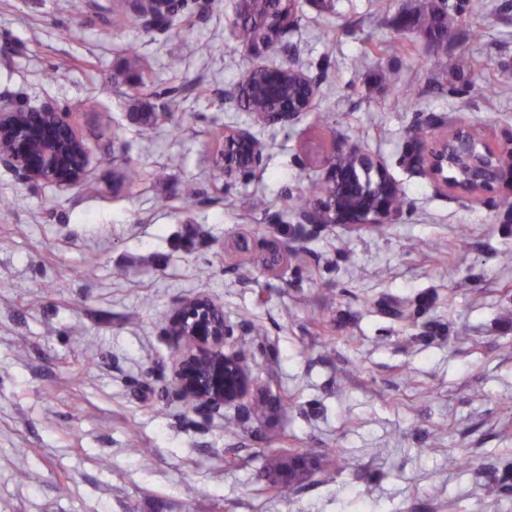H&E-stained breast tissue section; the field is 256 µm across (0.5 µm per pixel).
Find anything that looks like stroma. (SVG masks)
<instances>
[{"label": "stroma", "instance_id": "1", "mask_svg": "<svg viewBox=\"0 0 512 512\" xmlns=\"http://www.w3.org/2000/svg\"><path fill=\"white\" fill-rule=\"evenodd\" d=\"M332 2L308 0L255 54L228 37L235 0H188L189 42L116 0H0V100H54L92 159L65 191L0 167V512H512V220L499 196L465 205L406 165L408 131L430 113L512 137V0H469L439 44L399 23L435 0ZM394 39L408 52H380ZM132 51L151 65L135 100ZM463 53L474 73L436 84L431 57ZM259 64L312 78L310 111H245L239 81ZM391 67L410 99L381 82ZM138 105L158 120L142 124ZM228 128L262 142L253 177L216 168ZM335 143L380 155L399 220L325 227L267 268L265 241L297 226L291 192ZM130 165L143 181L113 188ZM199 293L223 305L233 351L263 381L254 402L283 401L275 416L173 397L165 328ZM274 448L336 464L281 501L261 476Z\"/></svg>", "mask_w": 512, "mask_h": 512}]
</instances>
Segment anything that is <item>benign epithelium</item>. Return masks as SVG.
I'll return each instance as SVG.
<instances>
[{"instance_id":"1","label":"benign epithelium","mask_w":512,"mask_h":512,"mask_svg":"<svg viewBox=\"0 0 512 512\" xmlns=\"http://www.w3.org/2000/svg\"><path fill=\"white\" fill-rule=\"evenodd\" d=\"M143 25L153 28L181 0H125ZM262 101L259 112L273 123L286 122L307 112L316 96L311 79L296 69L261 66ZM428 134L414 138L411 167L437 189L469 205L483 201L491 191L502 193L512 216V138L490 141L470 123L453 116L428 114ZM0 166L22 181L52 185L62 190L81 186L87 177L88 152L84 139L68 114L48 99L37 108H21L0 101ZM263 151L255 136L244 129L224 131V152L218 160L224 178L260 170ZM323 194L301 212V223L339 224L351 231L394 224L402 207V192L382 158L352 146H337L324 160L320 177ZM172 343L171 388L179 399L190 396L196 408L217 412L240 410L255 381L242 360L226 351L234 328L224 318L223 306L201 293L182 300L172 311L165 331Z\"/></svg>"}]
</instances>
